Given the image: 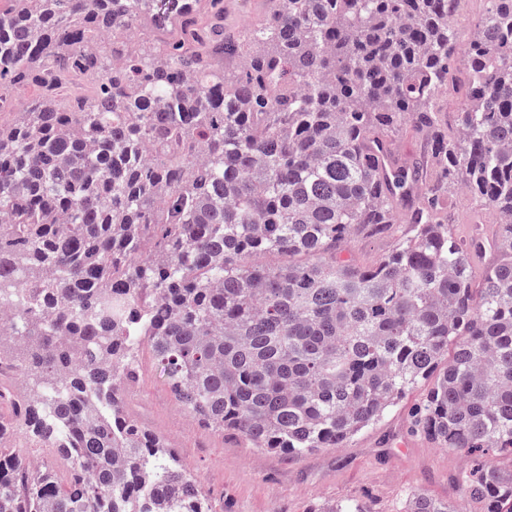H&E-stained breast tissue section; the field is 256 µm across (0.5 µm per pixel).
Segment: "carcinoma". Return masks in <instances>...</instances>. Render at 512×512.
<instances>
[{
	"label": "carcinoma",
	"instance_id": "obj_1",
	"mask_svg": "<svg viewBox=\"0 0 512 512\" xmlns=\"http://www.w3.org/2000/svg\"><path fill=\"white\" fill-rule=\"evenodd\" d=\"M462 2L281 0L226 32L224 0H0V363L36 386H0V512H217L122 407L144 342L185 411L252 448H342L432 378L411 432L512 452V0H484L463 53ZM405 128L425 150L401 166ZM455 185L494 237L453 233ZM396 224L375 263L342 257ZM476 250L497 255L477 287ZM460 482L512 512V472ZM402 512L463 510L414 491Z\"/></svg>",
	"mask_w": 512,
	"mask_h": 512
}]
</instances>
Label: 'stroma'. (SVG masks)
Returning <instances> with one entry per match:
<instances>
[{"label": "stroma", "mask_w": 512, "mask_h": 512, "mask_svg": "<svg viewBox=\"0 0 512 512\" xmlns=\"http://www.w3.org/2000/svg\"><path fill=\"white\" fill-rule=\"evenodd\" d=\"M425 393L422 386L409 392L346 447L303 456L256 450L234 433L202 424L177 403L146 344L137 352L136 377L123 401L132 417L176 450L217 512H309L351 500L371 512H401L416 490L478 512L459 482L476 453L439 447L408 430L409 412Z\"/></svg>", "instance_id": "obj_1"}]
</instances>
